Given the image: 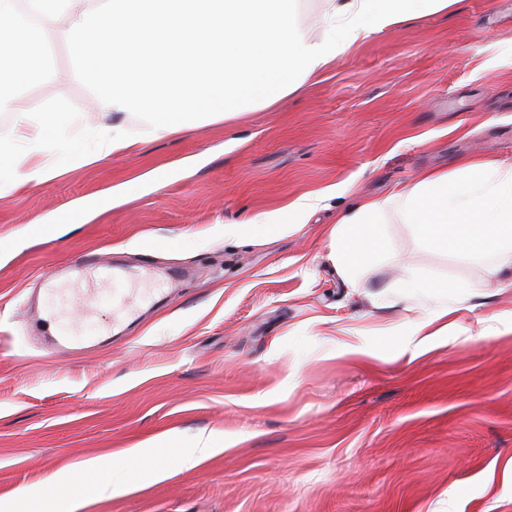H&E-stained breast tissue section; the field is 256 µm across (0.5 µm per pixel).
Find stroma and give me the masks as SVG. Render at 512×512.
Returning a JSON list of instances; mask_svg holds the SVG:
<instances>
[{
    "label": "stroma",
    "instance_id": "35a3bbf8",
    "mask_svg": "<svg viewBox=\"0 0 512 512\" xmlns=\"http://www.w3.org/2000/svg\"><path fill=\"white\" fill-rule=\"evenodd\" d=\"M52 63L19 104L65 107L83 132L57 179L0 195V499L26 512L24 490L59 470L173 435L169 478L79 512H512V289L392 208L389 248L356 282L328 244L344 213L425 173L512 165V0H456L274 106L81 167L71 150L141 119L94 111L67 50ZM149 171L159 182L137 183ZM311 192L317 208L291 211ZM76 200L94 218L58 223ZM284 208L296 230L243 233ZM91 257L111 273L72 272ZM409 277L449 286L448 327L416 355L403 346L435 302ZM37 318L80 350L53 355ZM209 432L223 451L183 468Z\"/></svg>",
    "mask_w": 512,
    "mask_h": 512
}]
</instances>
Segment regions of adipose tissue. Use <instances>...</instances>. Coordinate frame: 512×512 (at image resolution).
Listing matches in <instances>:
<instances>
[{
    "mask_svg": "<svg viewBox=\"0 0 512 512\" xmlns=\"http://www.w3.org/2000/svg\"><path fill=\"white\" fill-rule=\"evenodd\" d=\"M452 2L329 0L322 35L311 41L294 0H29L31 26L19 23L11 0H0V109H11L9 90L32 78L35 52L65 46L73 75L88 85L99 110L144 121L135 131L116 126L99 133L94 151L73 153V165L82 166L129 153L145 138L168 139L204 116L273 105L353 45ZM79 136V118L65 108L20 111L12 139L0 142V168H10L17 184H47L60 174L52 145ZM391 205L424 246L453 245L512 264V167L468 162L344 214L329 237L331 259L348 277L386 250L379 217ZM155 456L150 442L116 459L89 458L77 470L92 475L91 483L76 486L77 470L66 469L29 495L78 512L87 495L125 487L131 471L164 479Z\"/></svg>",
    "mask_w": 512,
    "mask_h": 512,
    "instance_id": "1",
    "label": "adipose tissue"
}]
</instances>
